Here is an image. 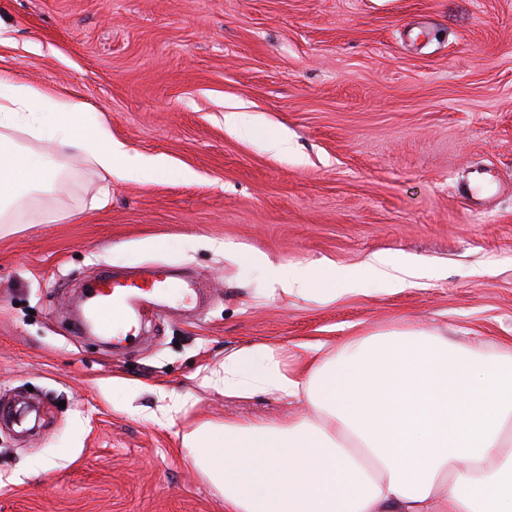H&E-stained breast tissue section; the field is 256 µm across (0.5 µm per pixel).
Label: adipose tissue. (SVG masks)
<instances>
[{"label":"adipose tissue","mask_w":512,"mask_h":512,"mask_svg":"<svg viewBox=\"0 0 512 512\" xmlns=\"http://www.w3.org/2000/svg\"><path fill=\"white\" fill-rule=\"evenodd\" d=\"M84 105L0 79V232L31 190L83 155L107 174L166 170L130 155ZM48 143L16 147L14 134ZM206 385L225 396L303 398L310 416L199 425L182 449L224 512H512V348L462 347L439 333L394 330L350 341L288 372L269 344L228 353Z\"/></svg>","instance_id":"adipose-tissue-1"}]
</instances>
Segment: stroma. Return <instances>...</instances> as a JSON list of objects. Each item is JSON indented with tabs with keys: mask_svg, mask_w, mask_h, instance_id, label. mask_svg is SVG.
Listing matches in <instances>:
<instances>
[{
	"mask_svg": "<svg viewBox=\"0 0 512 512\" xmlns=\"http://www.w3.org/2000/svg\"><path fill=\"white\" fill-rule=\"evenodd\" d=\"M0 75L77 92L89 124L171 162L109 181L68 159L0 237V512H224L183 435L311 412L203 386L236 349L269 342L294 372L392 330L512 344V0H0ZM212 240L336 273L333 298L273 291ZM376 254L423 274L344 291ZM154 266L204 307L162 297L122 352L77 331L101 275Z\"/></svg>",
	"mask_w": 512,
	"mask_h": 512,
	"instance_id": "1",
	"label": "stroma"
}]
</instances>
